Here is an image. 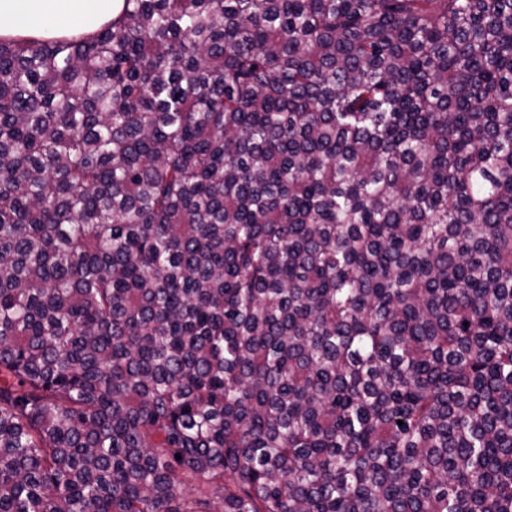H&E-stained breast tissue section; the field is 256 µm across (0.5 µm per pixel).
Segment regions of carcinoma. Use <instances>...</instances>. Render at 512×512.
<instances>
[{
  "label": "carcinoma",
  "instance_id": "carcinoma-1",
  "mask_svg": "<svg viewBox=\"0 0 512 512\" xmlns=\"http://www.w3.org/2000/svg\"><path fill=\"white\" fill-rule=\"evenodd\" d=\"M0 512H512V0L0 38Z\"/></svg>",
  "mask_w": 512,
  "mask_h": 512
}]
</instances>
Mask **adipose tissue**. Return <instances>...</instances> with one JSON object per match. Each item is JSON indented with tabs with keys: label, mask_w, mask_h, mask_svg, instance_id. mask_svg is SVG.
I'll return each mask as SVG.
<instances>
[{
	"label": "adipose tissue",
	"mask_w": 512,
	"mask_h": 512,
	"mask_svg": "<svg viewBox=\"0 0 512 512\" xmlns=\"http://www.w3.org/2000/svg\"><path fill=\"white\" fill-rule=\"evenodd\" d=\"M121 6L122 0H0V37L93 35Z\"/></svg>",
	"instance_id": "obj_1"
}]
</instances>
